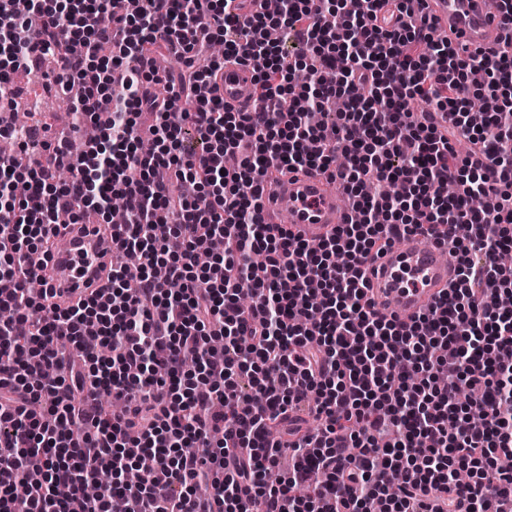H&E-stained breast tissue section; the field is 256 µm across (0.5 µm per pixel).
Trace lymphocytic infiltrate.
Wrapping results in <instances>:
<instances>
[{
	"mask_svg": "<svg viewBox=\"0 0 512 512\" xmlns=\"http://www.w3.org/2000/svg\"><path fill=\"white\" fill-rule=\"evenodd\" d=\"M384 25H377V17ZM287 30L308 49L288 57L266 37ZM409 0H287L279 14L247 0H0V112L21 106L11 75L39 72L69 98L95 140H44L0 123L31 155L0 156V512H502L512 502V34L493 52L460 56L434 39ZM251 64L257 113L214 96L221 63ZM175 54L159 74L156 57ZM499 99L473 127L474 73ZM422 98L432 123L409 108ZM345 111L328 119L337 99ZM333 112V111H332ZM469 141L457 159L451 139ZM237 154V168L224 156ZM341 179L361 222L316 243L263 223L261 201L281 170ZM196 187L176 198L172 181ZM455 182L457 192L444 191ZM485 196V210L469 199ZM128 201L118 247L140 268L112 270L108 288L61 308L32 296L27 266L61 215L108 214ZM407 234L450 246L457 278L437 304L401 324L364 291L373 252ZM225 252L198 267L212 237ZM264 251V277L251 257ZM250 293L240 307L236 298ZM473 399L462 404V389ZM122 401L104 416L98 399ZM484 416L473 428L472 411ZM318 428H305V418ZM288 476L268 483L283 453ZM41 483H26L29 457ZM155 476L126 479L141 458ZM469 492L454 501L455 474ZM112 476L108 495L86 486ZM449 502L431 501L432 491Z\"/></svg>",
	"mask_w": 512,
	"mask_h": 512,
	"instance_id": "lymphocytic-infiltrate-1",
	"label": "lymphocytic infiltrate"
}]
</instances>
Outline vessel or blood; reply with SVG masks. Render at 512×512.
<instances>
[{"label": "vessel or blood", "mask_w": 512, "mask_h": 512, "mask_svg": "<svg viewBox=\"0 0 512 512\" xmlns=\"http://www.w3.org/2000/svg\"><path fill=\"white\" fill-rule=\"evenodd\" d=\"M428 16L447 34L455 49L496 50L512 33V13L501 0H426ZM225 105H252L258 85L251 67L228 62L218 82ZM264 223H286L295 235L320 241L329 230L345 223L341 192L317 169L281 176L263 203ZM56 237L63 245L51 258L33 253L34 271H46L54 303H75L74 289L96 290L109 284L108 272L116 245L111 227L102 224L60 223ZM455 277V265L443 247L419 236L405 237L387 248L369 267L367 297L379 314L404 322L429 310Z\"/></svg>", "instance_id": "b4317fda"}]
</instances>
